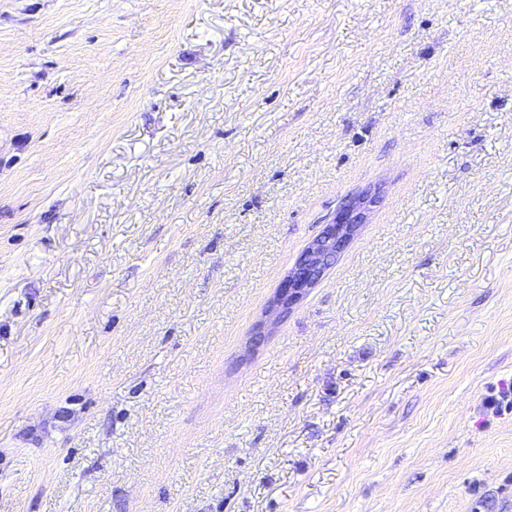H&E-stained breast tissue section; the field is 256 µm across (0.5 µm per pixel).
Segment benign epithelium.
<instances>
[{
    "label": "benign epithelium",
    "instance_id": "7a95c632",
    "mask_svg": "<svg viewBox=\"0 0 512 512\" xmlns=\"http://www.w3.org/2000/svg\"><path fill=\"white\" fill-rule=\"evenodd\" d=\"M379 199V191L367 190L350 197L336 210L323 231L306 246L302 256L281 281L267 305L268 319L255 323L249 348L260 347L272 329L296 308L325 276L336 257L360 233Z\"/></svg>",
    "mask_w": 512,
    "mask_h": 512
}]
</instances>
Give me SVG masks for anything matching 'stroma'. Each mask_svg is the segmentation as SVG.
<instances>
[{"mask_svg":"<svg viewBox=\"0 0 512 512\" xmlns=\"http://www.w3.org/2000/svg\"><path fill=\"white\" fill-rule=\"evenodd\" d=\"M0 512H512V0H0ZM379 194V190L369 189L359 196L346 199L323 231L308 243L268 303L265 312L268 319L255 323L249 340L250 349L260 347L272 335L275 325L287 317L323 279L336 257L357 238L363 224L367 223Z\"/></svg>","mask_w":512,"mask_h":512,"instance_id":"1","label":"stroma"}]
</instances>
